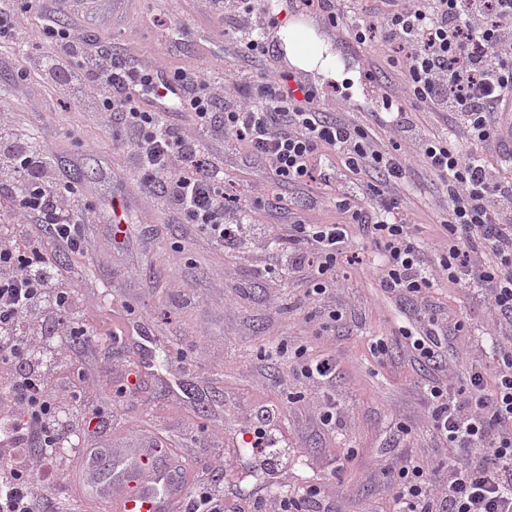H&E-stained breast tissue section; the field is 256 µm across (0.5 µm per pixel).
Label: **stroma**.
Wrapping results in <instances>:
<instances>
[{
  "label": "stroma",
  "instance_id": "obj_1",
  "mask_svg": "<svg viewBox=\"0 0 512 512\" xmlns=\"http://www.w3.org/2000/svg\"><path fill=\"white\" fill-rule=\"evenodd\" d=\"M77 8L94 21L86 36L143 56L159 68L220 62L233 73L240 66L224 49L231 36L228 24L207 16L202 0H79ZM304 22L342 63L333 77L317 68L311 72L325 111L368 122L370 87L362 75L381 49L350 44L314 14H306ZM19 69L12 50L0 49V115L14 121L20 132L40 131L63 177L89 163L97 170L81 186L96 208L85 228L88 250L56 254L58 266L74 276L77 291L89 303L87 322L118 335L92 357L79 351L72 355L103 414L100 428L90 434L91 450L135 444L143 431L162 435L169 446L186 449L197 468L222 475L226 512H234L243 498L264 493L269 485L318 479L343 512H391L393 503L371 476L368 462L389 456L396 447L390 430L394 420L426 425L421 387L436 376L406 351H397L386 363L370 351V339L389 335L399 322L397 303L367 270L340 277L339 293L347 302L345 329L333 338L312 339L311 345L315 354L335 355L336 377L330 388L344 401L348 418L336 431L324 429L316 402L293 405L278 398L274 386L288 382V364L263 355L264 348L281 340L306 337L304 315L293 306L303 291L302 281L260 271L242 253L201 240L176 251L182 225L161 202L137 195L132 179L121 176L126 159L112 146L105 122L96 113L63 104L40 78L19 82ZM344 79L352 81V95L340 103L332 84ZM224 177L240 190L261 186L266 203L258 207L256 223L272 228L289 223L292 208L310 224L342 219L332 200L318 192L274 185L243 150L225 148ZM115 196L126 199L130 218L117 235L108 207ZM436 201L434 185L419 175L407 202L426 240L433 235ZM429 302L452 319L467 316L485 324L493 319L484 305L444 282L431 291ZM179 353L196 357L195 368L175 371L170 362ZM127 368L140 372L141 385L134 398L119 405L113 396ZM263 405L278 418L276 436L287 457L279 470L255 466L244 452L251 415ZM188 415L205 429V437L189 441L181 424ZM215 439L220 448H212ZM347 448L358 451L348 464L342 461Z\"/></svg>",
  "mask_w": 512,
  "mask_h": 512
}]
</instances>
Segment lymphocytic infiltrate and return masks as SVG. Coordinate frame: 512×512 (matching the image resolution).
Returning <instances> with one entry per match:
<instances>
[{"label": "lymphocytic infiltrate", "mask_w": 512, "mask_h": 512, "mask_svg": "<svg viewBox=\"0 0 512 512\" xmlns=\"http://www.w3.org/2000/svg\"><path fill=\"white\" fill-rule=\"evenodd\" d=\"M0 8V39L26 57L27 71L67 101L92 90L89 111L117 124L118 143L138 192L161 200L191 235L214 245L253 246L263 270H285L307 286L300 306L332 336L344 325L336 297L340 273L376 261L384 293L403 308L394 337L372 340L391 358L395 337L408 353L435 366L423 389L426 437L439 453L377 458L370 470L392 493L393 512H512V177L492 162L505 146L504 110L512 97V0H298L358 44L394 53L402 84L384 83L376 123L394 141L382 143L358 121L327 116L309 88L294 91L287 73L183 65L164 70L138 55L113 51L62 27L63 0H20ZM211 14L232 19L231 47L249 63L266 56L268 13L260 0H205ZM42 21L48 50L32 51L27 14ZM243 84L245 97L227 101ZM411 97L441 118L425 133L401 105ZM185 114L176 123L173 112ZM231 142L259 159L282 187L316 186L344 214L341 224L296 221L283 232L256 224L254 193L228 192L215 161L216 142ZM418 163H411V156ZM440 186L435 241L425 244L404 189L416 169ZM0 512H72L56 477L90 458L87 433L99 413L89 392L74 389L62 371L70 347L93 352L102 339L83 321L86 303L54 264L33 227L47 225L58 247L86 251L82 226L92 208L63 181L44 141L0 120ZM482 300L495 314L483 330L469 318L447 321L428 310L438 280ZM452 336H472L477 354L459 380L443 359ZM277 353L306 381L327 384L332 355L311 356L307 345L280 341ZM250 512H335L322 482L265 491Z\"/></svg>", "instance_id": "f902f5d3"}]
</instances>
